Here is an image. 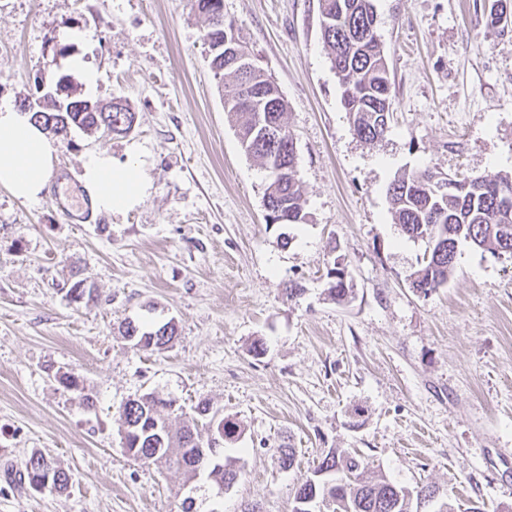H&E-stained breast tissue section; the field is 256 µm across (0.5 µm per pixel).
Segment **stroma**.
Segmentation results:
<instances>
[{
    "mask_svg": "<svg viewBox=\"0 0 512 512\" xmlns=\"http://www.w3.org/2000/svg\"><path fill=\"white\" fill-rule=\"evenodd\" d=\"M493 0H374L392 80L390 130L352 132L321 39L319 0H224V15L288 102L303 224H269L267 175L241 149L194 0H0V104L69 77L82 97L122 99L133 129L72 130L54 177L80 179L96 150L147 154L151 194L122 214L70 223L51 190L0 187V512H293L320 454H360L413 489L432 484L484 512L512 506V257L461 246L429 293L409 276L426 245L392 220L387 190L432 166L455 179L512 174V29ZM97 75L87 90L83 68ZM343 258L349 302L328 295ZM77 281L90 302L66 292ZM304 292L288 300L285 289ZM175 321L166 351L135 349L124 319ZM265 351L254 356L251 346ZM84 380L93 409L52 374ZM155 392L208 400L241 425L226 442L237 483L197 491L121 443L119 410ZM293 448V468L278 451ZM40 451L69 470L63 493L20 491L3 470Z\"/></svg>",
    "mask_w": 512,
    "mask_h": 512,
    "instance_id": "35a3bbf8",
    "label": "stroma"
}]
</instances>
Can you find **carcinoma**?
<instances>
[{"mask_svg":"<svg viewBox=\"0 0 512 512\" xmlns=\"http://www.w3.org/2000/svg\"><path fill=\"white\" fill-rule=\"evenodd\" d=\"M195 9L204 19V45L210 52V66L219 86L224 90V112L236 128L241 148L263 167L283 172L267 178L264 192L265 211L275 214L283 224L306 221L303 209L304 188L296 178L297 152L288 126V103L275 82L258 64L239 29H224L225 48L215 49L218 34L215 15L219 0H194ZM497 9L489 11L486 25L505 30L500 23L507 12L504 0H496ZM321 35L332 69L341 86V102L349 117L354 135L367 144H375L386 136L392 115V82L387 56L377 35V15L372 0H319ZM246 55L250 69L240 71L224 67V50ZM264 113L273 125L272 132L258 123ZM44 121L54 119L48 133L65 140L71 129L90 133L110 129L126 133L132 128L135 113L119 102L112 110L93 103V109L63 110V103L44 98L41 111L32 114ZM434 171L426 167L404 174L388 189L391 213L404 235L428 242L434 240L442 248L424 253L412 273V288L426 293L448 283L458 259L454 244L463 242L493 255H512V175L500 174L482 178L479 190L461 180L465 189L436 195L428 187ZM338 279L330 281L329 295L338 302L352 292L348 268L336 270ZM123 336L135 337L143 350L163 351L170 348L178 335L174 321L161 325L140 324L133 320L121 325ZM179 411L173 398H160L146 393L128 400L120 410L121 437L126 453L144 465L174 468L185 481L201 475L214 486L228 487L241 474V459L224 455V441L235 437L237 424L219 418L222 433L212 459H203L195 448L187 445L191 435L208 438L217 411L207 400L199 401L194 415L172 428L170 419ZM366 464L356 456L330 449L321 453L318 463L303 478L295 493V501L328 499L336 512H412V499L433 502L439 490L425 485L416 492L397 485L383 474L365 476ZM328 471L319 477L317 473ZM17 483L32 491L50 482L48 491L61 493L72 483V475L40 452H32L15 471Z\"/></svg>","mask_w":512,"mask_h":512,"instance_id":"obj_1","label":"carcinoma"}]
</instances>
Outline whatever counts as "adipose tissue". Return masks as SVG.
Listing matches in <instances>:
<instances>
[{"instance_id": "ef3b65f1", "label": "adipose tissue", "mask_w": 512, "mask_h": 512, "mask_svg": "<svg viewBox=\"0 0 512 512\" xmlns=\"http://www.w3.org/2000/svg\"><path fill=\"white\" fill-rule=\"evenodd\" d=\"M129 162L119 163L104 150L93 152L83 164L82 181L93 193L94 206L105 213L134 209L152 191L145 152L140 145L128 148ZM57 147L31 121L28 113L0 105V186L16 197L38 199L50 180Z\"/></svg>"}]
</instances>
